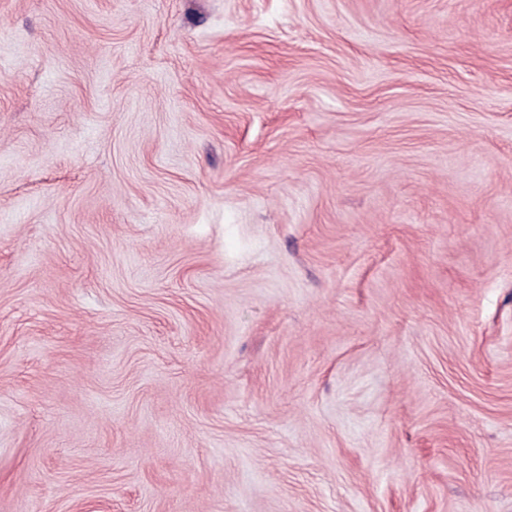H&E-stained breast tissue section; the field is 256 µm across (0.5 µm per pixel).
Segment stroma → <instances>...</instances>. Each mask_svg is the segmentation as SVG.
Returning a JSON list of instances; mask_svg holds the SVG:
<instances>
[{
    "label": "stroma",
    "instance_id": "1",
    "mask_svg": "<svg viewBox=\"0 0 512 512\" xmlns=\"http://www.w3.org/2000/svg\"><path fill=\"white\" fill-rule=\"evenodd\" d=\"M0 512H512V0H0Z\"/></svg>",
    "mask_w": 512,
    "mask_h": 512
}]
</instances>
